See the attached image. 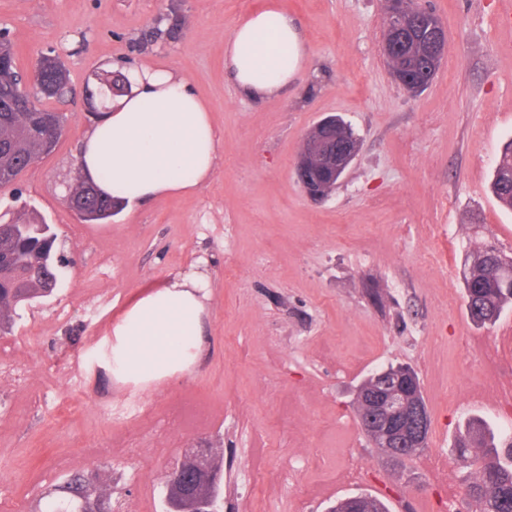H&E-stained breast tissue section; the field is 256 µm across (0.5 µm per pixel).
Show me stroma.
Segmentation results:
<instances>
[{
	"mask_svg": "<svg viewBox=\"0 0 512 512\" xmlns=\"http://www.w3.org/2000/svg\"><path fill=\"white\" fill-rule=\"evenodd\" d=\"M272 1L295 18L308 56L284 92L245 99L225 75L224 42ZM429 3L448 48L413 98L380 51V0H0L21 69L53 50L79 88L115 64L170 68L206 101L221 144L197 191L85 223L65 187L92 114L80 94L47 100L66 132L0 191V214L54 225L57 251L74 264L55 296L0 334V348H15L0 357V512H36L75 474L111 482L132 512H163L165 473L206 443L223 459V512H327L359 493L390 512H472L454 437L472 416L502 422L470 354L512 379V345L501 340L512 308L480 327L463 298L473 251L512 255V211L490 189L512 137V27L499 23L512 0ZM161 15L179 21V37L145 42ZM332 114L362 147L314 202L296 155ZM194 269L211 290L202 357L168 378L124 379L115 324ZM391 364L417 372L432 421L427 448L399 462L371 447L353 406L367 375ZM136 404L151 422H113ZM177 406L185 426L165 432ZM350 455L364 479L337 477Z\"/></svg>",
	"mask_w": 512,
	"mask_h": 512,
	"instance_id": "35a3bbf8",
	"label": "stroma"
}]
</instances>
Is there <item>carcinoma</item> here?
Masks as SVG:
<instances>
[{"label": "carcinoma", "mask_w": 512, "mask_h": 512, "mask_svg": "<svg viewBox=\"0 0 512 512\" xmlns=\"http://www.w3.org/2000/svg\"><path fill=\"white\" fill-rule=\"evenodd\" d=\"M179 26L160 16L149 33V41L176 39ZM73 91L70 72L59 60L48 64L38 82H30L20 72L16 52L6 33L0 32V189L10 186L18 174L35 159L48 154L43 147L46 134L62 136L65 118L56 113L57 126L45 132L33 125L34 113L43 109V100ZM491 188L499 203L512 209V139L501 147ZM70 208L84 222H100L119 211L108 196L92 197L83 183L68 188ZM56 233L52 225L0 219V331L11 330L17 310L46 297L43 285L48 278L59 279L54 265ZM464 302L476 325L491 324L512 304V257L486 244L473 252L464 271ZM455 455L465 467H476L467 491L476 512H512V436L494 437L483 421L472 418L464 433L454 441ZM67 490L87 498L93 512L95 498L104 493L91 488L80 476L67 482Z\"/></svg>", "instance_id": "obj_1"}]
</instances>
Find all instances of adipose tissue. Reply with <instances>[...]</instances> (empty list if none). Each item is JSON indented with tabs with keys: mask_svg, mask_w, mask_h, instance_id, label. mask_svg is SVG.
Here are the masks:
<instances>
[{
	"mask_svg": "<svg viewBox=\"0 0 512 512\" xmlns=\"http://www.w3.org/2000/svg\"><path fill=\"white\" fill-rule=\"evenodd\" d=\"M306 54L294 20L271 6L234 28L224 60L239 93L256 100L294 82ZM128 78L130 94L113 100L81 143L83 177L141 203L193 191L211 176L220 150L207 105L171 70L138 68ZM208 294L207 280L195 272L137 300L114 327L120 373L163 379L189 368L185 352L202 346Z\"/></svg>",
	"mask_w": 512,
	"mask_h": 512,
	"instance_id": "1",
	"label": "adipose tissue"
}]
</instances>
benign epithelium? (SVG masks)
Wrapping results in <instances>:
<instances>
[{"label":"benign epithelium","mask_w":512,"mask_h":512,"mask_svg":"<svg viewBox=\"0 0 512 512\" xmlns=\"http://www.w3.org/2000/svg\"><path fill=\"white\" fill-rule=\"evenodd\" d=\"M383 41L381 49L388 56L405 51L417 56L416 47L408 33L416 28L417 37L425 42L426 58L422 75L389 70L393 82L405 92L417 96L427 88V82L440 66L448 45V31L434 11L427 5L420 6L414 15L397 9L383 10ZM360 149L359 138L347 124L334 116H327L315 126V135H307L296 157V175L301 185L314 200L327 198L346 173ZM317 161L333 171L331 181L318 187H308L309 165ZM413 378L405 370H385L375 377L376 385L363 396L368 409V424L363 431L368 442L389 457L402 456L401 447L406 443L420 445L428 429L427 409L410 395L402 381ZM198 470L190 472L179 466L168 471L164 485V499L173 504L171 512H221L223 491L216 482L217 464L208 447L198 448L191 454Z\"/></svg>","instance_id":"7a95c632"}]
</instances>
